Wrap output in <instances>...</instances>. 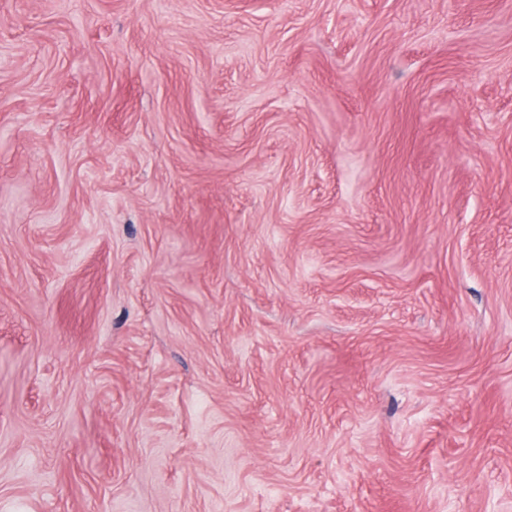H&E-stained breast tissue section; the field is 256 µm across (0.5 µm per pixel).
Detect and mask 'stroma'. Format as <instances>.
Instances as JSON below:
<instances>
[{"mask_svg": "<svg viewBox=\"0 0 512 512\" xmlns=\"http://www.w3.org/2000/svg\"><path fill=\"white\" fill-rule=\"evenodd\" d=\"M0 512H512V0H0Z\"/></svg>", "mask_w": 512, "mask_h": 512, "instance_id": "35a3bbf8", "label": "stroma"}]
</instances>
